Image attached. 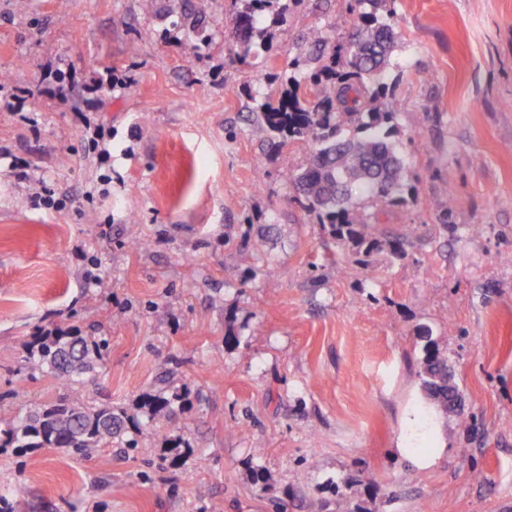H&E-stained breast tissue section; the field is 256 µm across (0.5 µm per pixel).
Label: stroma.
<instances>
[{
  "label": "stroma",
  "instance_id": "stroma-1",
  "mask_svg": "<svg viewBox=\"0 0 512 512\" xmlns=\"http://www.w3.org/2000/svg\"><path fill=\"white\" fill-rule=\"evenodd\" d=\"M175 2L0 0V420L56 396L21 359L67 324L108 341L82 401L140 424L87 459L0 447V512H512V0L385 6L409 196L367 232L418 227L391 264L337 245L281 179L308 147L248 119L309 27L354 38L349 0H305L241 66L188 50ZM423 327L463 415L423 395ZM164 372L187 401L151 422Z\"/></svg>",
  "mask_w": 512,
  "mask_h": 512
}]
</instances>
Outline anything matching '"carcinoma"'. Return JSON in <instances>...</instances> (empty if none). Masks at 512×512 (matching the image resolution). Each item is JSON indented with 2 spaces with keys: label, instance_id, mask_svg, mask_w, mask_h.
<instances>
[{
  "label": "carcinoma",
  "instance_id": "cac0c4a2",
  "mask_svg": "<svg viewBox=\"0 0 512 512\" xmlns=\"http://www.w3.org/2000/svg\"><path fill=\"white\" fill-rule=\"evenodd\" d=\"M304 0H248L232 12V44L225 46V57L232 64L245 65L264 49L265 15L279 16ZM386 0H354L362 27L348 45H331L320 27H311L303 36L306 59L320 68L300 82L292 80L275 87L277 78H257L262 102L256 121L273 147L282 150L289 143L311 145L307 166L296 174L283 170L285 179L298 193L301 207L318 223L332 227L336 242L353 243L369 254L377 241L364 233L368 210L406 202L404 159L390 141L393 99L386 82L390 56L397 35L376 12ZM175 26L188 28L194 37L192 49L215 42L219 31L205 16L181 11ZM416 232V225H405L401 238L388 245L389 263L406 258L403 240ZM57 334L36 338L25 362L33 369L57 380L61 393L44 406L21 409L0 422V447L60 448L87 458L100 449L117 444L138 447L128 436V427H138L133 419L110 406L90 407L74 395L75 386L96 373L105 340L84 336L72 325L56 327ZM424 341L418 371L426 397L441 411L452 406L457 388L448 384V358L436 348L433 332H420ZM184 394L169 386V377L158 378V386L145 403L151 422L166 418L181 406Z\"/></svg>",
  "mask_w": 512,
  "mask_h": 512
}]
</instances>
